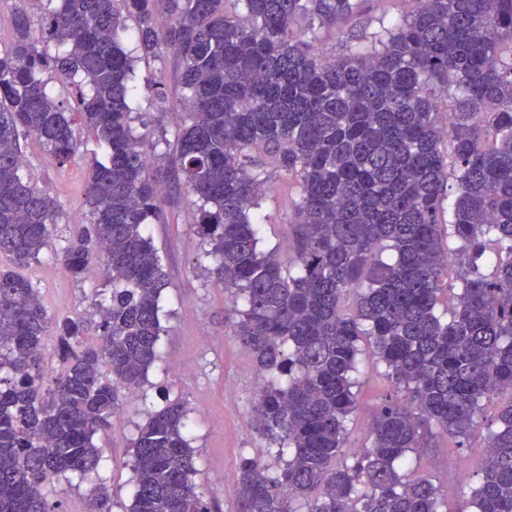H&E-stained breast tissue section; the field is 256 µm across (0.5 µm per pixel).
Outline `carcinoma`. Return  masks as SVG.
<instances>
[{"instance_id": "obj_1", "label": "carcinoma", "mask_w": 512, "mask_h": 512, "mask_svg": "<svg viewBox=\"0 0 512 512\" xmlns=\"http://www.w3.org/2000/svg\"><path fill=\"white\" fill-rule=\"evenodd\" d=\"M38 2L36 18L13 13L0 48V255L29 265L59 221L24 176L21 139L35 136L63 167L83 125L106 158L59 258L75 277L102 258L112 289L94 304L98 343L81 348L71 339L82 318L53 324L38 288L0 270V512H63L55 482L105 472L95 436L160 359L169 283L149 225L171 173L194 197L197 261L224 283L233 336L263 380L251 426L269 461L242 458L235 512H443L436 477L407 476L412 458L437 434L463 444L503 392L482 480L457 512H512V0H417L390 28L348 34L334 58L312 38L368 0ZM127 17L143 54L176 59L187 93L169 168L132 128ZM271 172L298 187L285 257L260 246ZM449 189L453 249L442 239ZM458 256L446 318L437 305ZM53 332L60 371L49 379ZM364 341L393 392L350 456ZM192 433L181 399L147 411L131 443L130 512H219L199 491Z\"/></svg>"}]
</instances>
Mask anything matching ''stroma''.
<instances>
[{"instance_id": "35a3bbf8", "label": "stroma", "mask_w": 512, "mask_h": 512, "mask_svg": "<svg viewBox=\"0 0 512 512\" xmlns=\"http://www.w3.org/2000/svg\"><path fill=\"white\" fill-rule=\"evenodd\" d=\"M163 79L168 91L166 111H156L149 91L156 79ZM137 99L133 104L134 127L145 128L158 152L174 141L184 104L177 87V64L173 57L135 62ZM80 151L66 166L56 161L34 136H27L22 148L29 180L53 197L59 207L58 232L53 250L43 251L37 262L20 273L38 288L49 314L56 320L84 316L80 344L98 340L92 314L94 292L102 288L105 275L101 261H92L80 277L68 273L55 256L56 249L76 233L86 213L88 172L104 155L88 131H78ZM297 188L287 175H271L263 200L265 221L261 228L263 247L287 251L291 232L286 223L288 208ZM165 223L154 224L150 233L158 247L170 282L163 296L166 312L162 323V359L149 372L148 382L123 394L122 410L106 434L96 441L108 458L106 483L111 492V512H126L134 488L133 456L130 444L148 410L159 408L165 399H184L193 423L196 466L202 472L201 489L214 499L221 512H234L238 492V466L242 457H263L265 443L249 426L251 403L261 385L250 358L233 336L231 303L223 284L207 265L198 264L199 241L191 231L192 203L183 189L168 184L164 193ZM178 360L181 371L169 367ZM363 383L358 389V409L349 425L348 445L362 448L372 414L392 387L382 368L370 355H362ZM487 446V431L471 433L464 445L437 436L419 459V470L437 478L447 495L448 512H454L464 492L481 478L478 463Z\"/></svg>"}]
</instances>
